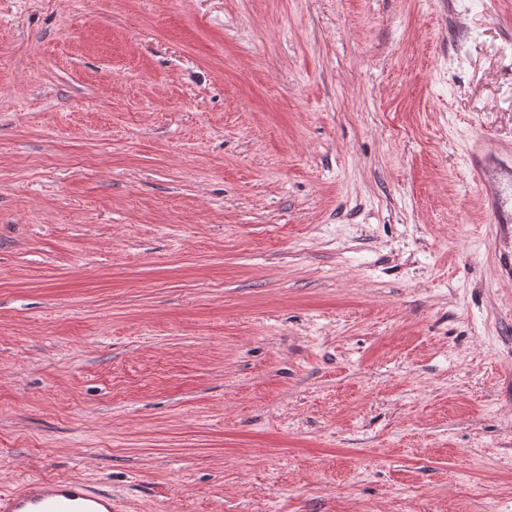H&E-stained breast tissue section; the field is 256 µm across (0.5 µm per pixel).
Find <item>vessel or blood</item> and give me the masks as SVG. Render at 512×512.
<instances>
[{
  "label": "vessel or blood",
  "mask_w": 512,
  "mask_h": 512,
  "mask_svg": "<svg viewBox=\"0 0 512 512\" xmlns=\"http://www.w3.org/2000/svg\"><path fill=\"white\" fill-rule=\"evenodd\" d=\"M477 181L485 188V204L495 224L512 222V201L504 197V174L498 166L478 167ZM0 512H113L110 493L76 479H32L21 488L0 494Z\"/></svg>",
  "instance_id": "1"
}]
</instances>
